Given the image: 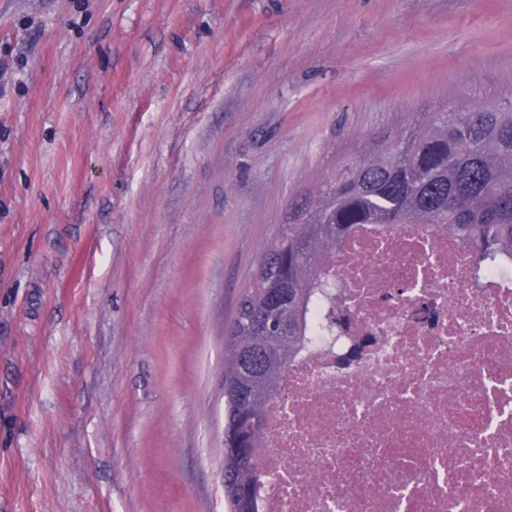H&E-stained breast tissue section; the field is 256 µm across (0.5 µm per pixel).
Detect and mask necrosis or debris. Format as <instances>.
Instances as JSON below:
<instances>
[{
    "label": "necrosis or debris",
    "mask_w": 512,
    "mask_h": 512,
    "mask_svg": "<svg viewBox=\"0 0 512 512\" xmlns=\"http://www.w3.org/2000/svg\"><path fill=\"white\" fill-rule=\"evenodd\" d=\"M266 410L259 512H512V268L365 224Z\"/></svg>",
    "instance_id": "obj_1"
}]
</instances>
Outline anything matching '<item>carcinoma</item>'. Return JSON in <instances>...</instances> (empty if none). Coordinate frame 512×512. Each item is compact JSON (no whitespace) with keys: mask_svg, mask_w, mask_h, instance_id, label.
I'll list each match as a JSON object with an SVG mask.
<instances>
[{"mask_svg":"<svg viewBox=\"0 0 512 512\" xmlns=\"http://www.w3.org/2000/svg\"><path fill=\"white\" fill-rule=\"evenodd\" d=\"M361 224L453 234L481 265H512V103L455 100L398 131L293 205L224 336V497L258 512L264 410L305 336L330 260Z\"/></svg>","mask_w":512,"mask_h":512,"instance_id":"carcinoma-1","label":"carcinoma"}]
</instances>
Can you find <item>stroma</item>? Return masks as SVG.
I'll use <instances>...</instances> for the list:
<instances>
[{
	"mask_svg": "<svg viewBox=\"0 0 512 512\" xmlns=\"http://www.w3.org/2000/svg\"><path fill=\"white\" fill-rule=\"evenodd\" d=\"M509 74L512 0H0V512H228L224 334L290 207Z\"/></svg>",
	"mask_w": 512,
	"mask_h": 512,
	"instance_id": "35a3bbf8",
	"label": "stroma"
}]
</instances>
